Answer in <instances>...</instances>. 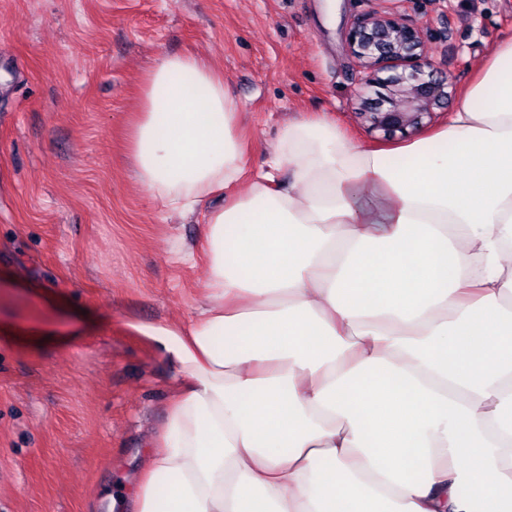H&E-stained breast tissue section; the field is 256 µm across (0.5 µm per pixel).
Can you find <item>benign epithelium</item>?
<instances>
[{
    "label": "benign epithelium",
    "instance_id": "obj_1",
    "mask_svg": "<svg viewBox=\"0 0 512 512\" xmlns=\"http://www.w3.org/2000/svg\"><path fill=\"white\" fill-rule=\"evenodd\" d=\"M424 38L394 11L373 12L351 27L348 49L362 69L357 97L371 130L415 129L448 103L455 78L425 59ZM374 86L385 90L378 101L363 95Z\"/></svg>",
    "mask_w": 512,
    "mask_h": 512
}]
</instances>
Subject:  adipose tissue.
Returning <instances> with one entry per match:
<instances>
[{"mask_svg":"<svg viewBox=\"0 0 512 512\" xmlns=\"http://www.w3.org/2000/svg\"><path fill=\"white\" fill-rule=\"evenodd\" d=\"M202 55L146 70L155 206L205 209L204 303L134 324L173 390L132 512H512V37L432 131L290 119L257 170Z\"/></svg>","mask_w":512,"mask_h":512,"instance_id":"adipose-tissue-1","label":"adipose tissue"}]
</instances>
